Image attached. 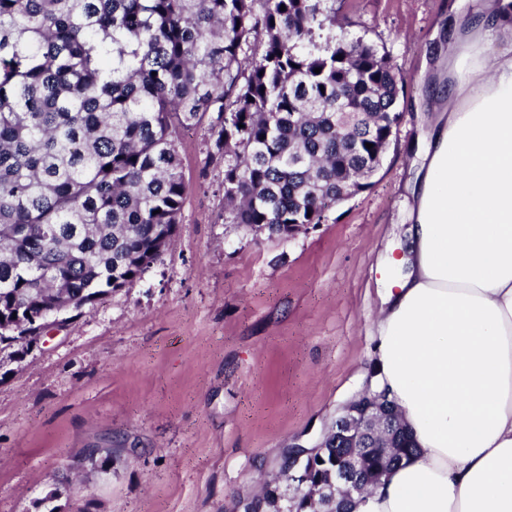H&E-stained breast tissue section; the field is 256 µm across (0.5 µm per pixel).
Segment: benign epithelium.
Wrapping results in <instances>:
<instances>
[{"label": "benign epithelium", "instance_id": "benign-epithelium-1", "mask_svg": "<svg viewBox=\"0 0 512 512\" xmlns=\"http://www.w3.org/2000/svg\"><path fill=\"white\" fill-rule=\"evenodd\" d=\"M75 310L53 308L42 311L34 318L39 332L60 333L70 326ZM393 404L382 395L365 390L358 398L343 407L327 434L336 436L335 444L348 453H333L316 459L324 450L318 443L311 450L302 449L294 442L288 446V460L280 464L282 473L288 476V487L311 489V497L323 498L333 503L361 493L367 486L380 479V473L367 468L366 460L381 452L385 446L375 443V438L393 432L391 418Z\"/></svg>", "mask_w": 512, "mask_h": 512}]
</instances>
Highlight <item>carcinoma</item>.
Listing matches in <instances>:
<instances>
[{
	"label": "carcinoma",
	"mask_w": 512,
	"mask_h": 512,
	"mask_svg": "<svg viewBox=\"0 0 512 512\" xmlns=\"http://www.w3.org/2000/svg\"><path fill=\"white\" fill-rule=\"evenodd\" d=\"M320 2L0 0V346L24 352L33 316L125 287L166 249L185 130L224 161L226 224L284 237L367 188L403 81ZM412 445L405 429L371 466Z\"/></svg>",
	"instance_id": "obj_1"
}]
</instances>
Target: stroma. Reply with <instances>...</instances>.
Masks as SVG:
<instances>
[{"instance_id": "obj_1", "label": "stroma", "mask_w": 512, "mask_h": 512, "mask_svg": "<svg viewBox=\"0 0 512 512\" xmlns=\"http://www.w3.org/2000/svg\"><path fill=\"white\" fill-rule=\"evenodd\" d=\"M336 0L349 36L390 53L400 124L369 186L292 238L224 221V165L183 134L182 222L133 284L23 356L0 350V512H230L294 440L318 443L369 384L372 321L412 198L409 147L451 6Z\"/></svg>"}]
</instances>
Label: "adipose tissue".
Listing matches in <instances>:
<instances>
[{"label":"adipose tissue","mask_w":512,"mask_h":512,"mask_svg":"<svg viewBox=\"0 0 512 512\" xmlns=\"http://www.w3.org/2000/svg\"><path fill=\"white\" fill-rule=\"evenodd\" d=\"M446 108L419 143L406 251L369 384L412 453L351 512H512V0L449 24Z\"/></svg>","instance_id":"ef3b65f1"}]
</instances>
